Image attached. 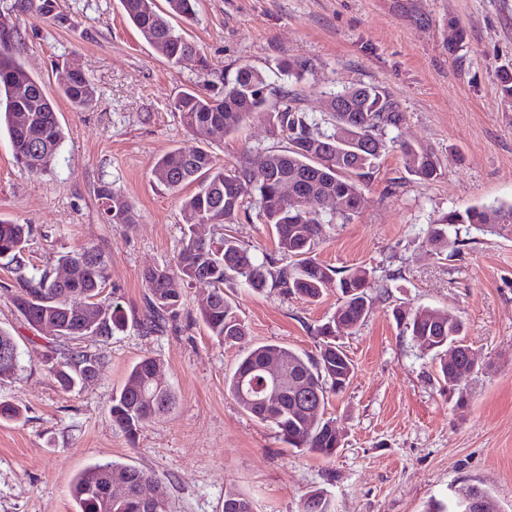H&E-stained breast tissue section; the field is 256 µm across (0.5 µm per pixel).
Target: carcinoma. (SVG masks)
Wrapping results in <instances>:
<instances>
[{
  "label": "carcinoma",
  "mask_w": 512,
  "mask_h": 512,
  "mask_svg": "<svg viewBox=\"0 0 512 512\" xmlns=\"http://www.w3.org/2000/svg\"><path fill=\"white\" fill-rule=\"evenodd\" d=\"M120 3L142 37L165 48L172 67H190L204 76L208 74L205 58L173 25L176 19L194 20L197 0H166L164 9L156 0ZM19 8L33 11L45 21H63V16L55 12L54 0H20ZM16 38L18 30L13 22L0 17V120L10 137L16 162L28 172L40 174L54 162L64 133L42 83L13 55ZM61 66L67 71L61 95L77 110L95 107L98 95L89 77L69 59L61 61ZM277 69L298 83L305 78L308 64L285 59ZM172 109L182 126L197 136L216 129L230 135L247 117L261 114L286 136L288 146L264 152L265 164L260 167L245 161L233 171L218 164L205 148L192 152L174 149L156 159L151 170L156 182L171 190L194 184L196 191L182 202L188 232L174 256V265L143 272L151 306L147 329L157 330L179 314L185 287L206 282L211 292L206 303L198 307V315L212 339L234 346L247 336V329L236 306L226 297L225 286L235 284L257 292L269 286L282 288L316 302L322 296L323 285L336 280L341 304L318 327L322 343L316 354L300 353L280 344H258L243 351L224 380L240 408L275 428L289 446L331 457L341 443L336 441L335 421L326 416V404L329 394L343 391L354 373L352 360L336 342V333L340 326L348 333L365 321L373 302L368 292L373 270L359 267L341 276L315 258L325 224L317 204L324 198L339 199V216L344 220L361 210L365 202L362 181L385 150V131L399 127L403 114L384 91L359 84L331 94L324 115L315 118L305 112L298 95L288 86L270 89L263 74L249 66H239L233 75L216 82L205 80L181 91ZM401 149L411 175L423 182L438 176L439 163L433 153L408 143ZM283 182L296 185L301 199L286 198L280 190ZM237 183L249 185L257 193L258 215L270 228L278 253L289 259L288 264L277 268L273 261L259 258L232 236L207 242L194 237V225L230 223L244 210L245 197L234 188ZM97 194L108 223L135 222V212L111 183L100 184ZM458 225L483 235L512 238V203L451 209L433 222L428 243L438 249L455 246L448 229ZM29 236L28 225L0 220V256L16 266L22 281L12 295L21 318L29 325L43 320L58 322L57 339L62 344L49 350L45 363L60 386L70 390L83 383L85 367L102 366V356L79 345L73 337L106 342L121 330L125 315L119 305L100 298L107 279L101 253L83 247L59 256L58 264L75 267V275L69 280L59 282L56 273L47 269L28 276L22 248ZM394 317L420 352L438 362L439 378L448 390L473 370L474 351L463 343L464 325L458 316L440 308L421 307L411 312L398 308ZM273 355L288 363L296 383L281 389L278 407L271 411L257 401V392L260 368ZM160 369L156 359H141L129 369L123 385L112 396V421L131 442L175 404L172 388L167 384L160 388L153 382ZM108 472L126 483L125 497L106 496L103 476ZM147 483L154 486L157 496L150 505L139 496L141 486ZM70 492L76 512H171L166 487L159 479L113 461L86 467L73 479ZM224 512H253V507L247 497L228 493L224 496ZM300 512H332L326 491L315 489L303 495Z\"/></svg>",
  "instance_id": "carcinoma-1"
}]
</instances>
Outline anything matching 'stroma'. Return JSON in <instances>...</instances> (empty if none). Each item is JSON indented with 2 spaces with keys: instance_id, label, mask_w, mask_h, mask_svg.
I'll return each instance as SVG.
<instances>
[{
  "instance_id": "35a3bbf8",
  "label": "stroma",
  "mask_w": 512,
  "mask_h": 512,
  "mask_svg": "<svg viewBox=\"0 0 512 512\" xmlns=\"http://www.w3.org/2000/svg\"><path fill=\"white\" fill-rule=\"evenodd\" d=\"M63 22L49 24L0 0V14L20 29L14 45L26 69L53 100L64 139L51 168L29 173L0 132V218L28 224L24 258L55 267L58 255L91 246L109 260L103 296L119 302L127 325L106 344L89 342L104 363L95 380L63 390L43 366L48 332L24 325L12 303L13 265L0 259V327L15 337L20 368L0 380V402L22 409L0 422V512H75L74 477L88 465L116 461L154 474L173 512H224V495L247 496L254 512H298L302 496L328 493L334 512H426L431 501L479 484L512 512V239L459 229L454 252L436 253L428 227L442 213L512 202V106L498 90L512 68V0H198L187 39L206 59L211 80L247 65L271 86L283 85L280 59L306 61L302 106L313 115L329 93L360 83L383 89L404 114L393 141L365 177V205L350 220L326 225L317 259L342 272L373 269L386 294L342 338L355 364L349 385L330 395L326 414L342 435L324 458L290 448L275 429L246 414L224 385L244 345L278 343L315 353L317 328L335 312V283L309 303L278 288L228 287L248 328L244 345L214 342L196 312L209 287L193 283L184 307L161 330L147 332L143 271L169 265L185 222L182 192L156 183L157 157L207 147L225 168L247 154L286 146L255 115L231 135L203 140L172 110L193 85V69H174L123 13L119 0H56ZM465 29L455 42L449 20ZM75 59L99 102L78 111L60 96L53 63ZM432 152L439 175L423 183L407 172L401 143ZM120 189L137 214L110 224L96 191ZM229 234L257 255L275 256L256 208L231 224L200 227ZM447 309L465 324L464 341L480 370L457 392V412L437 364L421 356L394 308ZM145 357L162 364L177 403L128 441L113 424L112 395Z\"/></svg>"
}]
</instances>
